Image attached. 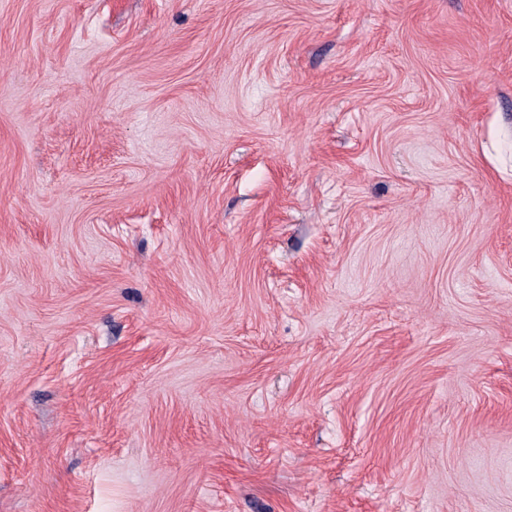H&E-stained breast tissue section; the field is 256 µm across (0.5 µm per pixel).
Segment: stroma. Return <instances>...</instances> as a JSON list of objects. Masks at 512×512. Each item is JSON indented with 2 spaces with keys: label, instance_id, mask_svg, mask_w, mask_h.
I'll return each mask as SVG.
<instances>
[{
  "label": "stroma",
  "instance_id": "35a3bbf8",
  "mask_svg": "<svg viewBox=\"0 0 512 512\" xmlns=\"http://www.w3.org/2000/svg\"><path fill=\"white\" fill-rule=\"evenodd\" d=\"M0 512H512V0H0Z\"/></svg>",
  "mask_w": 512,
  "mask_h": 512
}]
</instances>
